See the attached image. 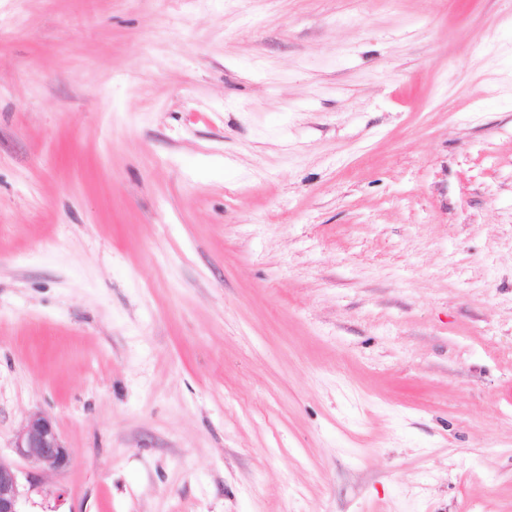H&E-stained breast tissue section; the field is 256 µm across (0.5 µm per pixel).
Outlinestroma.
Wrapping results in <instances>:
<instances>
[{
	"instance_id": "stroma-1",
	"label": "stroma",
	"mask_w": 512,
	"mask_h": 512,
	"mask_svg": "<svg viewBox=\"0 0 512 512\" xmlns=\"http://www.w3.org/2000/svg\"><path fill=\"white\" fill-rule=\"evenodd\" d=\"M0 458L25 512H512V0H0ZM12 448L17 456L48 472H61L72 460V451L65 446L53 420L40 412L30 414L16 431Z\"/></svg>"
}]
</instances>
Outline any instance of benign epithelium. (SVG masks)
Wrapping results in <instances>:
<instances>
[{
	"mask_svg": "<svg viewBox=\"0 0 512 512\" xmlns=\"http://www.w3.org/2000/svg\"><path fill=\"white\" fill-rule=\"evenodd\" d=\"M13 451L48 472H61L72 460V451L65 446L53 420L40 412L30 414L16 431ZM23 497L18 472L0 458V512H22Z\"/></svg>",
	"mask_w": 512,
	"mask_h": 512,
	"instance_id": "obj_1",
	"label": "benign epithelium"
}]
</instances>
